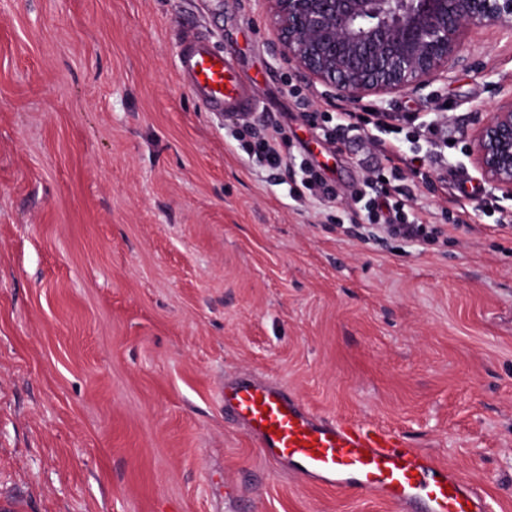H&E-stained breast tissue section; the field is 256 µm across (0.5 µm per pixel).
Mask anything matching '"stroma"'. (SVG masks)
<instances>
[{"mask_svg":"<svg viewBox=\"0 0 512 512\" xmlns=\"http://www.w3.org/2000/svg\"><path fill=\"white\" fill-rule=\"evenodd\" d=\"M194 34L280 124L284 168L187 90ZM465 54L354 106L407 132L448 119L436 173L404 181L438 235L371 239L349 206L370 158L324 140L337 99L281 56L262 0H0V508L394 512L267 460L224 414L249 374L397 428L512 512V197L469 152L512 95V34ZM305 142L335 154V198L302 187Z\"/></svg>","mask_w":512,"mask_h":512,"instance_id":"obj_1","label":"stroma"}]
</instances>
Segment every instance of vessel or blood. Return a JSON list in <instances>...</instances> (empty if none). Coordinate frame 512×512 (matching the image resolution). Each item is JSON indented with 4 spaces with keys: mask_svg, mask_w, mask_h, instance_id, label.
I'll return each instance as SVG.
<instances>
[{
    "mask_svg": "<svg viewBox=\"0 0 512 512\" xmlns=\"http://www.w3.org/2000/svg\"><path fill=\"white\" fill-rule=\"evenodd\" d=\"M179 60L186 87L209 111L255 110L253 91L232 57L212 52L204 38H186ZM224 406L268 459L308 481L377 496L397 512H412L419 503L426 512H491L475 484L409 447L398 431L317 415L279 385L247 375L225 382Z\"/></svg>",
    "mask_w": 512,
    "mask_h": 512,
    "instance_id": "1",
    "label": "vessel or blood"
}]
</instances>
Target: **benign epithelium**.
I'll use <instances>...</instances> for the list:
<instances>
[{
  "label": "benign epithelium",
  "mask_w": 512,
  "mask_h": 512,
  "mask_svg": "<svg viewBox=\"0 0 512 512\" xmlns=\"http://www.w3.org/2000/svg\"><path fill=\"white\" fill-rule=\"evenodd\" d=\"M280 53L312 83L358 104L420 89L465 61L466 37L512 32V0H265ZM483 178L512 196V96L471 136Z\"/></svg>",
  "instance_id": "obj_1"
}]
</instances>
